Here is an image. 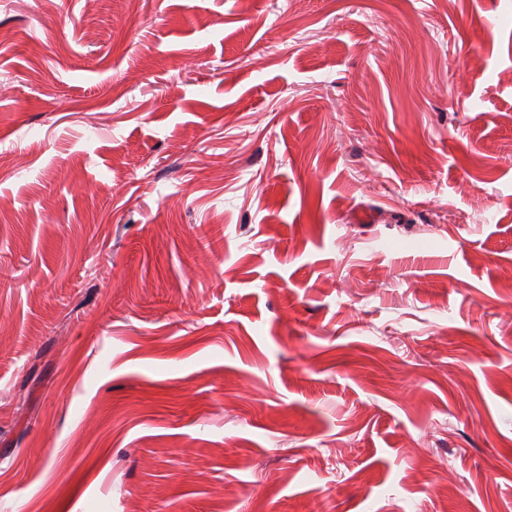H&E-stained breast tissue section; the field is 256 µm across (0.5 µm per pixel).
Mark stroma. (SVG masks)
<instances>
[{"label":"stroma","instance_id":"stroma-1","mask_svg":"<svg viewBox=\"0 0 512 512\" xmlns=\"http://www.w3.org/2000/svg\"><path fill=\"white\" fill-rule=\"evenodd\" d=\"M1 151L0 512H512V0H0Z\"/></svg>","mask_w":512,"mask_h":512}]
</instances>
